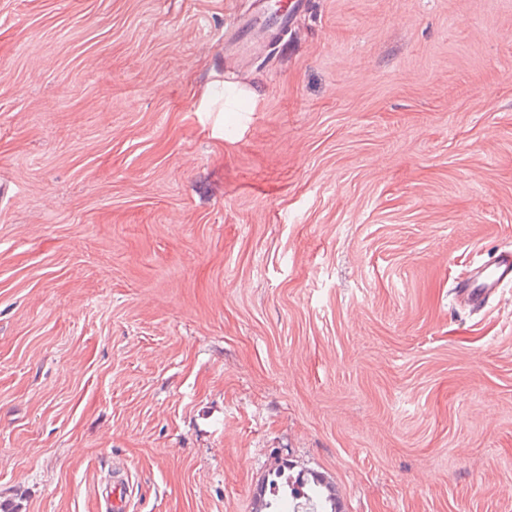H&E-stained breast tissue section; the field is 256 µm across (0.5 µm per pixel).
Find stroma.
Returning a JSON list of instances; mask_svg holds the SVG:
<instances>
[{"label": "stroma", "instance_id": "stroma-1", "mask_svg": "<svg viewBox=\"0 0 512 512\" xmlns=\"http://www.w3.org/2000/svg\"><path fill=\"white\" fill-rule=\"evenodd\" d=\"M0 0V501L512 512V0ZM512 284V255L496 263L477 268L471 277L458 284L457 293L465 296L474 305H480L499 288ZM290 467L288 463H283L280 467H278L275 471V478L272 479L270 486V494L272 497L266 498V489L264 485H262L255 494L256 503H258V509L256 511L260 512H285L282 511V502L283 496L278 494L280 488L287 487L290 489V497L293 502V512H298L299 509H303L301 507L300 502L296 503L298 497L301 496V493L298 489L294 487V484L303 487L308 485V490L310 493L303 492L302 498L305 499V503L302 504L305 507V510L301 511H312V512H341L339 508L336 506V497L332 492L331 488L324 483L323 479L315 473H311V479L309 478H298L294 482L292 481V477L290 474H286L285 471L289 470ZM280 483H279V481ZM330 508V511L328 510ZM319 509V510H318Z\"/></svg>", "mask_w": 512, "mask_h": 512}]
</instances>
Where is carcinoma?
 <instances>
[{"label":"carcinoma","instance_id":"1","mask_svg":"<svg viewBox=\"0 0 512 512\" xmlns=\"http://www.w3.org/2000/svg\"><path fill=\"white\" fill-rule=\"evenodd\" d=\"M288 464H283L275 471V479L270 482V489L260 487L255 494L258 503V512H282L283 497L279 495V489H290V497L295 500L293 512H299L303 508L307 512H340L336 506V497L331 488L324 483L317 474H311L309 478H298L296 480L286 474ZM306 486L308 491L302 493L296 486ZM304 498L305 503L300 505L296 499Z\"/></svg>","mask_w":512,"mask_h":512}]
</instances>
